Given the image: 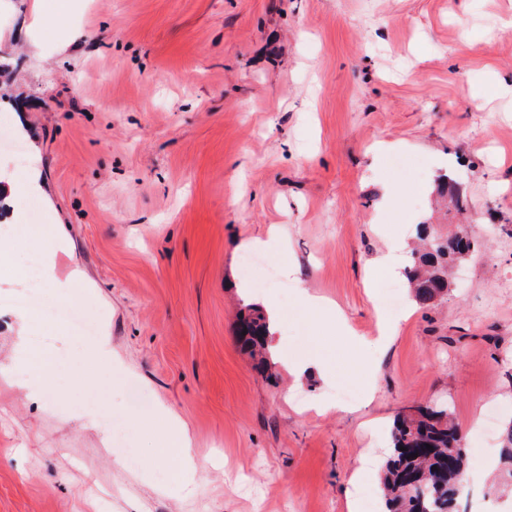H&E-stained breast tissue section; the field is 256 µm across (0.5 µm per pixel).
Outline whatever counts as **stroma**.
Masks as SVG:
<instances>
[{"label": "stroma", "mask_w": 512, "mask_h": 512, "mask_svg": "<svg viewBox=\"0 0 512 512\" xmlns=\"http://www.w3.org/2000/svg\"><path fill=\"white\" fill-rule=\"evenodd\" d=\"M56 12L0 0V140L21 136L43 183L4 217L0 297L66 225L87 276L72 302L124 363L108 418L129 441L76 420L100 391L45 407L0 385V512H351L388 451L369 433L396 415L449 401L467 439L487 411L512 418V0H74L66 30L40 25ZM444 179L463 211L435 206ZM424 222L484 250L431 309L395 277L394 336L360 344L386 312L368 272L395 240L404 267ZM272 228L284 251L244 271V241ZM268 298L282 352L323 371L254 370L236 322ZM38 331L53 364L82 367L66 325ZM161 403L193 438L188 494L165 489Z\"/></svg>", "instance_id": "obj_1"}]
</instances>
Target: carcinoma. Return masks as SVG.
Instances as JSON below:
<instances>
[{
    "label": "carcinoma",
    "instance_id": "carcinoma-1",
    "mask_svg": "<svg viewBox=\"0 0 512 512\" xmlns=\"http://www.w3.org/2000/svg\"><path fill=\"white\" fill-rule=\"evenodd\" d=\"M420 240L405 275L415 303L431 308L448 295L452 286L449 269L478 251L481 243L466 232L456 233L451 241L446 236L433 237L426 228ZM268 336L266 316L258 307L248 308L239 320L237 340L257 358L255 370L262 375L270 368L264 356ZM501 443L502 475L511 482L512 422L503 429ZM466 466V448L449 403L426 404L414 413L397 416L380 474L386 512H458L457 495Z\"/></svg>",
    "mask_w": 512,
    "mask_h": 512
}]
</instances>
